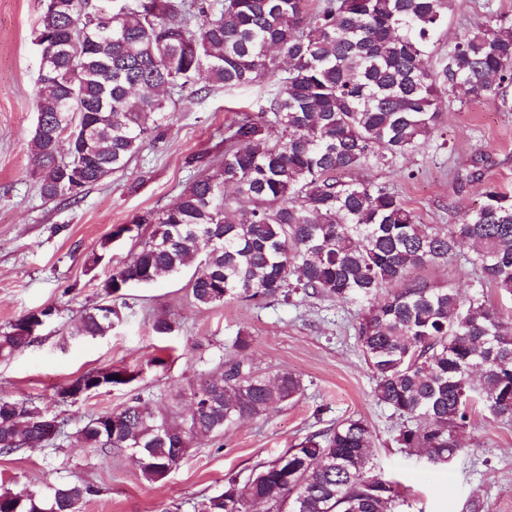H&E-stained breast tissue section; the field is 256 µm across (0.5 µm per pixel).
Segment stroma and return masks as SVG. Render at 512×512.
<instances>
[{"instance_id":"obj_1","label":"stroma","mask_w":512,"mask_h":512,"mask_svg":"<svg viewBox=\"0 0 512 512\" xmlns=\"http://www.w3.org/2000/svg\"><path fill=\"white\" fill-rule=\"evenodd\" d=\"M39 0H0V331L29 311L54 307L56 314L34 341L0 361V395L29 400L64 419V437L18 452L0 454V486L42 489L79 480L98 488L83 512H194V504L224 490L228 476L246 477L306 436L354 416L371 427L376 470L392 474L406 496L407 512H512V423L476 415L462 449L445 466L407 457L394 437L400 419L379 406L373 379L352 328L358 306L317 298L291 303L228 301L210 307L193 303L186 284L201 267L125 295L124 321L111 334L77 335L86 307L102 299L101 283L137 252L141 240L128 226L140 215L172 206L196 177L192 158L222 160L224 128L241 112L265 106L269 83L232 88L199 80L194 102L177 101L169 123L149 137L128 166L87 190L79 202L44 199L33 176L30 137L39 50L34 43ZM512 17V0H454L439 36L447 50L463 32ZM448 143L428 145L397 169L361 168L354 179L383 184L438 230L462 222L478 201L481 182L512 191V112L489 97L443 94ZM474 173L480 182L458 186ZM117 233L111 251L92 263L102 238ZM470 246L448 263L421 270L433 286L475 291L465 258ZM175 329L159 336L157 318ZM250 343L247 354L263 371L299 375L305 392L289 405L244 421L223 436L197 439L180 465L158 482L142 479L129 456L106 457L72 440L89 418L140 397L160 411L177 414L183 395L200 374L215 370L237 333ZM134 372L129 384L90 396L61 400L60 389L76 377L101 369Z\"/></svg>"}]
</instances>
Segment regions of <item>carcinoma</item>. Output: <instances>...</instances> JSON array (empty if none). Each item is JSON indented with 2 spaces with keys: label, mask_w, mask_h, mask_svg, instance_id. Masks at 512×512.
Returning a JSON list of instances; mask_svg holds the SVG:
<instances>
[{
  "label": "carcinoma",
  "mask_w": 512,
  "mask_h": 512,
  "mask_svg": "<svg viewBox=\"0 0 512 512\" xmlns=\"http://www.w3.org/2000/svg\"><path fill=\"white\" fill-rule=\"evenodd\" d=\"M452 0H140L100 22L93 0H42L36 43L51 61L34 89L37 125L30 145L42 196L75 202L127 167L167 119L172 95L194 97L198 77L231 87L269 80L272 98L224 130V159L162 211L134 222L148 241L101 284L108 306L81 315L78 334H110L123 320L125 290L180 272L197 260L193 301L259 303L327 297L361 307L354 325L377 403L398 415L395 442L408 455L444 465L482 412L512 421V316L484 294L461 296L411 277L462 244L480 288L512 297V192L480 188L482 202L445 232L419 222L382 184L344 180L363 167H395L439 134L448 142L439 91L494 97L512 111V18L467 31L438 65L430 59ZM271 128L277 139L268 138ZM399 290L384 296L382 290ZM47 320L34 310L0 332V360L30 345L24 325ZM236 355L201 376L189 400L197 409L169 416L135 398L101 413L76 440L105 456L128 454L149 482L165 478L198 435L219 436L273 405L298 399L301 378L262 372L236 335ZM133 380L123 369L86 372L98 390ZM53 417L25 399L0 396V454L50 441ZM373 434L348 417L312 434L244 481L196 502L194 512H402L398 483L377 473ZM99 490L63 483L45 491H0V512H82Z\"/></svg>",
  "instance_id": "cac0c4a2"
}]
</instances>
